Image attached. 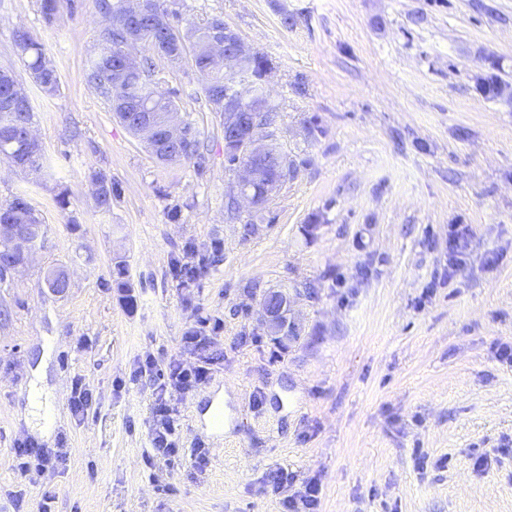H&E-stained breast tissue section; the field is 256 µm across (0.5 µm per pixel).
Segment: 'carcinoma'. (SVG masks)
Instances as JSON below:
<instances>
[{"instance_id":"carcinoma-1","label":"carcinoma","mask_w":512,"mask_h":512,"mask_svg":"<svg viewBox=\"0 0 512 512\" xmlns=\"http://www.w3.org/2000/svg\"><path fill=\"white\" fill-rule=\"evenodd\" d=\"M99 14L107 23L105 44L99 55L91 61L86 73V83L106 97L114 104L113 114L136 137L140 136L138 120L149 115L153 117L155 125L163 123L166 112H177L179 106L174 98L167 92L159 89L158 83L152 79L155 64L153 57L164 58L177 49H189L194 67L197 71L210 68L205 46L209 41L210 32L217 26L224 24V19L214 16L203 25L189 24L185 28L176 27L172 18L174 14L162 9V15L145 14L137 22L142 44L148 47L149 54L140 56L137 63H130L124 54L125 30L112 26V19L116 18L123 9V0H95ZM13 45L18 59L29 72L35 86L40 92L51 97L56 95L60 87V78L57 69L46 57L44 46L35 40L30 32L18 28L13 34ZM233 75L231 68H219L211 71L208 79L202 82L206 104L210 111L219 113L215 102L224 99V91ZM499 76L495 68H490L485 76L478 79L482 93L490 98L497 96L496 85ZM19 83L11 69H0V157L12 166L23 171L37 173L42 168L43 155L34 151L26 141L27 127L33 124L32 105H20L15 108H4L18 90ZM184 124L192 133V148L190 151L177 154L170 158L171 147L164 141L161 131H156L145 141L147 148L155 158L163 164L192 163L200 168L205 163V156L201 152V132L196 123L186 118ZM270 151L280 156V164L260 160L257 167L260 178L252 186L257 196H263L268 183L281 178H288L289 171L296 170V162L286 154L280 153V148L271 145ZM93 180L102 185V191L96 199L98 207L109 210L112 207V197L117 188L112 179L102 173L93 176ZM41 219L27 201L26 197L16 195L11 200L0 204V224H39ZM115 288L125 293L127 304H134L133 296L127 294L131 285L126 279V269L122 263H117Z\"/></svg>"}]
</instances>
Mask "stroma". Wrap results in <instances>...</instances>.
<instances>
[{"label":"stroma","mask_w":512,"mask_h":512,"mask_svg":"<svg viewBox=\"0 0 512 512\" xmlns=\"http://www.w3.org/2000/svg\"><path fill=\"white\" fill-rule=\"evenodd\" d=\"M161 2L183 25L223 17L271 60L273 132L297 171L243 236L191 62L157 67L201 132L199 169L160 164L87 85L106 29L95 0H67L50 24L39 0H0V67L28 93L44 150L35 175L0 162V203L24 195L44 231L0 285V512H285L310 479L319 512H512V98L475 83L494 63L512 84V0ZM19 27L56 67V96L16 57ZM99 171L117 188L106 212ZM118 259L131 308L112 283ZM178 262L199 270L190 287ZM50 267L68 273L64 293L46 288ZM272 288L293 291L301 321L284 349L259 324ZM192 330L207 349L184 348ZM177 363L206 366V382L163 390L145 372ZM78 380L92 393L81 412ZM34 382L54 415L46 435ZM162 398L175 457L150 447ZM215 401L219 437L203 427ZM25 441L60 456L35 482L16 467Z\"/></svg>","instance_id":"1"}]
</instances>
